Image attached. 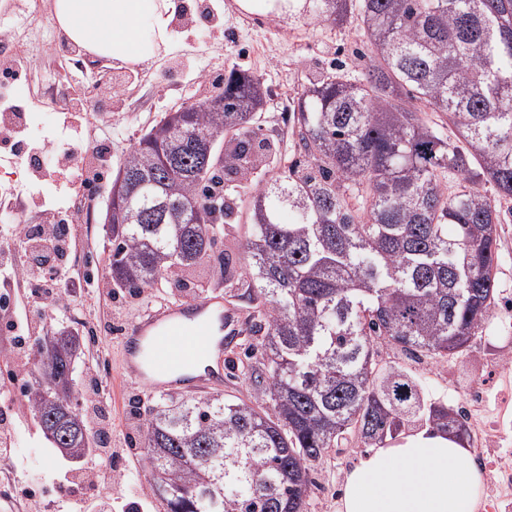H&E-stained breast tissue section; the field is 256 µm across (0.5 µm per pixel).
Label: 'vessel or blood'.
I'll use <instances>...</instances> for the list:
<instances>
[{
  "mask_svg": "<svg viewBox=\"0 0 512 512\" xmlns=\"http://www.w3.org/2000/svg\"><path fill=\"white\" fill-rule=\"evenodd\" d=\"M223 321L217 297L148 312L123 333V367L153 394L222 389L224 345L212 336Z\"/></svg>",
  "mask_w": 512,
  "mask_h": 512,
  "instance_id": "vessel-or-blood-1",
  "label": "vessel or blood"
}]
</instances>
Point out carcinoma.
<instances>
[{
	"label": "carcinoma",
	"instance_id": "1",
	"mask_svg": "<svg viewBox=\"0 0 512 512\" xmlns=\"http://www.w3.org/2000/svg\"><path fill=\"white\" fill-rule=\"evenodd\" d=\"M309 4L339 23L353 0ZM360 18L364 70L307 77L290 106L306 163L251 185L244 208L215 185L248 179L277 149L255 141L262 78L234 67L203 98L222 111L165 113L112 178L104 248L118 288L200 299L205 285L182 274L211 262L224 225H250L239 276L254 288L266 363L250 373L252 403L154 397L139 457L165 512H307L312 463L352 429L374 447L416 419L469 437L456 407L380 366L378 345L457 357L496 303V200L512 198V0H360ZM417 101L448 116L467 151ZM81 343L42 336L30 357L27 404L68 457L90 450L66 372Z\"/></svg>",
	"mask_w": 512,
	"mask_h": 512
}]
</instances>
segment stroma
<instances>
[{
  "instance_id": "1",
  "label": "stroma",
  "mask_w": 512,
  "mask_h": 512,
  "mask_svg": "<svg viewBox=\"0 0 512 512\" xmlns=\"http://www.w3.org/2000/svg\"><path fill=\"white\" fill-rule=\"evenodd\" d=\"M31 0H0V31H11L25 37L30 51L25 65L10 81L11 99H0V111L11 100H19L29 118L19 136L29 147L42 151L45 166L33 177L28 192H17V184L9 174V160L0 161V227L12 216L18 204L30 210L62 213L73 200L66 189L70 165L61 150L47 147L48 137L58 131L85 134L86 122L78 111H66L58 99L44 88L45 80L57 74L62 78L82 79L86 69L99 71L104 82L122 84L124 93L113 99L116 111L111 122L97 126L96 140L108 147L111 164H118L135 141L158 120L162 112L178 108L189 98H203L210 84L199 81L200 73L222 75L238 67L262 76L268 90L260 118L259 137L279 142L278 162L257 170L253 181L270 179L295 158L291 124L285 119L288 103L301 93L305 71L316 67L324 73L339 70L360 72L365 61L364 46L358 37L356 19L340 25L319 22L309 8L292 16H258L240 10L235 0H207L215 17L200 19L177 30L170 51L153 64L134 68L113 67L111 60L90 54L81 57L61 53L48 54L40 41L55 23L44 16L38 25H27ZM110 180L84 190V200L93 204L88 223L73 227L77 243L69 261L70 270L86 284L90 298L56 313L52 329L69 326L79 331L83 347L77 361L79 379L98 371L112 406V433L127 450L121 473L112 477L113 495L131 498L141 512H163L161 504L149 493L145 471L134 449V436L140 426V404L151 401L142 384L121 368L119 358V325H130L150 311L171 304L168 293L158 300L119 302L116 289L107 274V255L103 250L106 202ZM500 212L499 250L495 268L498 300L484 328L472 339L469 348L451 360L426 355L409 356L389 345L379 349L381 361L405 368L418 381L423 395L432 401L456 404L459 393L468 385L487 382L488 418L505 416L512 421V407L500 411L502 400L512 399V374L493 377L489 362L504 337H512V200L498 201ZM211 295L223 296L225 306L234 310L239 337L226 354L224 367L225 397L252 401L251 381L242 373L243 361L261 367V357L245 358L248 341L256 339L252 304L243 280L215 283ZM13 358L0 357V415H7L13 425L11 457L14 479L50 496L49 512H72L73 498L66 492L69 478L78 472L77 464L61 457L43 437L33 413L26 404L19 384L8 381L7 371L14 369ZM366 452L358 432L351 431L338 447L330 449L313 465L312 483L308 489V512H336V500L346 474Z\"/></svg>"
}]
</instances>
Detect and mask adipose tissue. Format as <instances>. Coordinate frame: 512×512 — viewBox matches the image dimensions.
I'll return each mask as SVG.
<instances>
[{"mask_svg": "<svg viewBox=\"0 0 512 512\" xmlns=\"http://www.w3.org/2000/svg\"><path fill=\"white\" fill-rule=\"evenodd\" d=\"M187 0H54L60 30L113 66L168 52ZM482 478L462 441L426 427L373 449L345 478L337 512H475Z\"/></svg>", "mask_w": 512, "mask_h": 512, "instance_id": "adipose-tissue-1", "label": "adipose tissue"}]
</instances>
